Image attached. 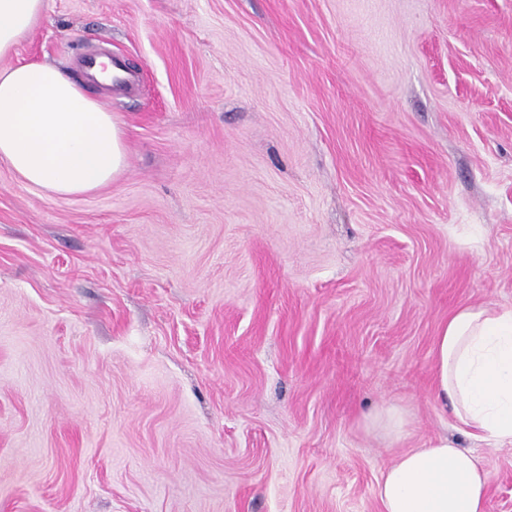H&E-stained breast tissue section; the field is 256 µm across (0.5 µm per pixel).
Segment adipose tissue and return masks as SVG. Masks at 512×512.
Segmentation results:
<instances>
[{"label":"adipose tissue","mask_w":512,"mask_h":512,"mask_svg":"<svg viewBox=\"0 0 512 512\" xmlns=\"http://www.w3.org/2000/svg\"><path fill=\"white\" fill-rule=\"evenodd\" d=\"M45 0H0V58L40 22ZM0 163L57 195H81L124 167L117 117L60 68L0 69ZM436 391L461 434L512 446V307L466 305L432 346ZM489 474L474 451L440 440L383 474V512H486Z\"/></svg>","instance_id":"ef3b65f1"}]
</instances>
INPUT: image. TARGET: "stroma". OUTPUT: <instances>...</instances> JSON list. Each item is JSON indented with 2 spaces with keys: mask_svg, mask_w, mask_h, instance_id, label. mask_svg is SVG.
Returning <instances> with one entry per match:
<instances>
[{
  "mask_svg": "<svg viewBox=\"0 0 512 512\" xmlns=\"http://www.w3.org/2000/svg\"><path fill=\"white\" fill-rule=\"evenodd\" d=\"M92 49L137 77L88 89L121 172L0 164V512H382L439 438L512 512L431 358L512 307V0H45L13 60Z\"/></svg>",
  "mask_w": 512,
  "mask_h": 512,
  "instance_id": "35a3bbf8",
  "label": "stroma"
}]
</instances>
